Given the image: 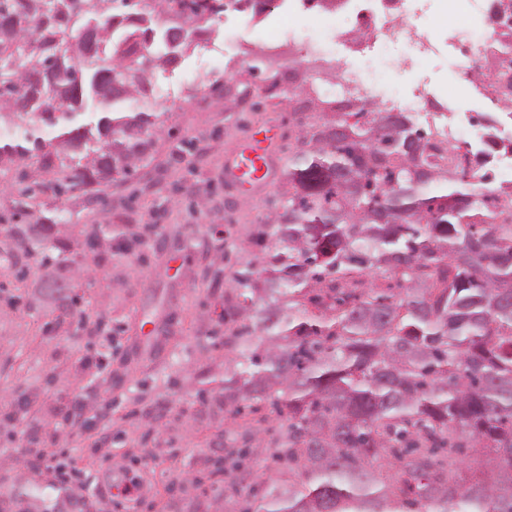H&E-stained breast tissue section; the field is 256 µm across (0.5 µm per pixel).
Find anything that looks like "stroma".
<instances>
[{
	"mask_svg": "<svg viewBox=\"0 0 512 512\" xmlns=\"http://www.w3.org/2000/svg\"><path fill=\"white\" fill-rule=\"evenodd\" d=\"M262 35L260 24L240 17L216 20L208 47L189 48L175 65L155 72L152 95L170 119L150 156L132 175L117 177L110 191L114 224L141 228L155 212L163 220L157 234L121 254H84V229L104 215L82 193L66 201L61 235L70 244L69 264L91 271L72 316L28 307L25 288L16 285L11 228L0 225V405L37 396L13 433L0 430V504L6 512H54L55 474L30 471L25 436L29 427L55 422L59 405H83L79 423L58 424L57 431L95 478L119 474L135 458L156 453L144 472L152 512H166L180 481L203 477L209 450L237 436V426L217 405L228 351L214 311L228 298L234 271L254 258L248 234L266 223L285 191L288 144L277 146L272 180L253 190L232 189L226 163L249 127L294 124L302 82L329 97L336 75L334 60L313 61L266 109L243 118L225 111L224 88L255 80L252 61L239 46ZM371 73L403 93L421 81L457 80L464 71L452 52L414 64L390 44ZM219 248L226 259L216 282L204 271ZM102 311L112 327L106 349L86 330Z\"/></svg>",
	"mask_w": 512,
	"mask_h": 512,
	"instance_id": "1",
	"label": "stroma"
}]
</instances>
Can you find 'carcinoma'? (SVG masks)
Returning a JSON list of instances; mask_svg holds the SVG:
<instances>
[{"label": "carcinoma", "instance_id": "cac0c4a2", "mask_svg": "<svg viewBox=\"0 0 512 512\" xmlns=\"http://www.w3.org/2000/svg\"><path fill=\"white\" fill-rule=\"evenodd\" d=\"M43 2L0 0V122L31 125L0 139L19 223L48 190L107 203L162 132L154 72L220 14L199 0ZM173 14L185 26L170 48ZM315 100L332 116L297 124L281 211L250 235L261 268L231 279L241 324L226 329L224 405L235 420L268 404L286 429L267 441L261 417L224 446V512H512V198L479 197L459 163L422 162L408 112L369 121L363 101ZM498 149L469 148L468 164ZM60 220L16 235L43 242ZM114 232L100 224L86 245ZM468 449L486 466L448 477L446 458ZM254 453L274 474L253 510L237 483Z\"/></svg>", "mask_w": 512, "mask_h": 512}]
</instances>
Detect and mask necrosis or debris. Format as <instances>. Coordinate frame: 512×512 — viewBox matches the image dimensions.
I'll return each mask as SVG.
<instances>
[{"mask_svg":"<svg viewBox=\"0 0 512 512\" xmlns=\"http://www.w3.org/2000/svg\"><path fill=\"white\" fill-rule=\"evenodd\" d=\"M438 2L449 19H461L462 25L450 36L451 47L468 73H503L512 70V24L500 22L473 38L490 7L484 0H266L264 12L273 25L262 37L256 52L268 57L280 56L292 49L299 58L322 60L328 57L371 60L377 46L402 47L407 59L421 63L440 53L442 42L426 22L431 2ZM306 16L313 23L335 17L339 24L329 34L299 35L292 21ZM363 93L377 100L386 110L412 113L416 121L433 131L424 157L435 167L444 168L452 147L479 145L486 139L485 127L475 125L456 106V93L447 87L416 86L403 97L380 94L377 82L365 69L344 70L336 88L337 95Z\"/></svg>","mask_w":512,"mask_h":512,"instance_id":"obj_1","label":"necrosis or debris"}]
</instances>
